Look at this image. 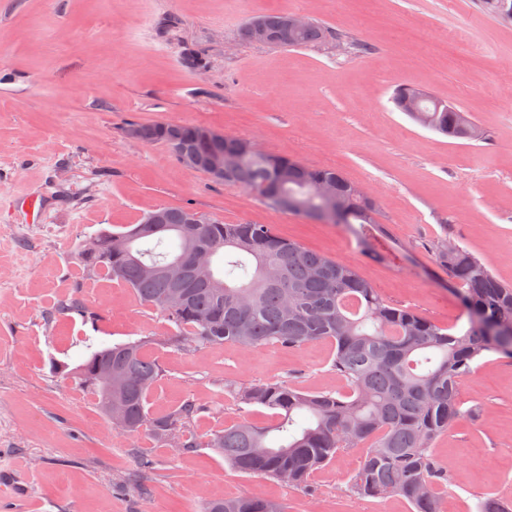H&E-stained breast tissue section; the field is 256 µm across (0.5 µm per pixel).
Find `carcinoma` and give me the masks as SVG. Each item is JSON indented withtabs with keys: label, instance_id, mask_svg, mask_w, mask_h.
<instances>
[{
	"label": "carcinoma",
	"instance_id": "1",
	"mask_svg": "<svg viewBox=\"0 0 512 512\" xmlns=\"http://www.w3.org/2000/svg\"><path fill=\"white\" fill-rule=\"evenodd\" d=\"M333 37L317 24L293 42L282 35L280 47H301ZM421 102L417 124L448 138H460L466 112H433ZM155 144L166 146L187 171H197L198 126L155 123ZM246 140L224 136L217 148L232 168L224 183L260 194L274 208L316 220L322 200L313 179L336 182V223L345 226L362 253L395 262L406 251L389 240L376 221L375 208L333 168H312L288 156H242ZM101 245L78 255L83 271L131 289L160 311L176 343L197 347L231 342L244 348L270 344L297 349L309 343L335 345L331 368L346 383L343 392L308 391L285 382H267L235 392L238 400L273 411L274 423L258 426L243 418L215 429L198 441L194 423L208 408L188 398L154 414V391L164 373L149 357L143 340L116 343L90 354L74 372L78 386L92 396L102 415L121 412V432L142 435L157 447L169 436L183 438L182 451L204 445L224 456L233 469L288 487L306 484L318 469L344 452L366 448L352 479L359 496H399L412 512H444L439 489L447 475L437 465L433 444L464 417L462 382L489 354L512 358V285L501 283L487 264L448 240L435 246V262L448 270L454 296L467 326L454 330L383 299L358 268L310 251L276 234L268 224H220L208 220L186 238L181 228L154 231L134 224L125 232H99ZM207 252L210 275L189 276L171 300L170 281L147 272L192 250ZM112 364L119 397L104 391L98 377ZM201 512H288V505L260 495L204 500Z\"/></svg>",
	"mask_w": 512,
	"mask_h": 512
}]
</instances>
